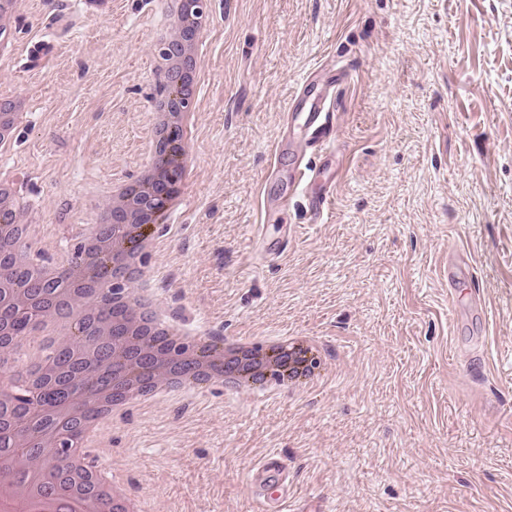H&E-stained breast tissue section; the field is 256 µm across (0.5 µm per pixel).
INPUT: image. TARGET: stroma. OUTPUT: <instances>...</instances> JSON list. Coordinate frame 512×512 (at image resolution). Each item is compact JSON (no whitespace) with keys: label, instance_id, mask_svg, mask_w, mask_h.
<instances>
[{"label":"stroma","instance_id":"1","mask_svg":"<svg viewBox=\"0 0 512 512\" xmlns=\"http://www.w3.org/2000/svg\"><path fill=\"white\" fill-rule=\"evenodd\" d=\"M195 166L144 272L216 337L306 334L317 386L175 394L109 426L103 454L153 512H263L246 481L288 465V512H512V0H210ZM158 0H30L0 86L31 107L0 151L40 214L43 256L95 224L146 162ZM336 94L347 157L323 221H259L300 79ZM287 238L274 259L260 237ZM471 283L448 310V256Z\"/></svg>","mask_w":512,"mask_h":512}]
</instances>
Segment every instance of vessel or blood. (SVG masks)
Instances as JSON below:
<instances>
[{
    "mask_svg": "<svg viewBox=\"0 0 512 512\" xmlns=\"http://www.w3.org/2000/svg\"><path fill=\"white\" fill-rule=\"evenodd\" d=\"M345 70H313L300 83L301 91L309 95L306 111H289L290 122L299 123L306 144L310 150L309 159H294L288 169L286 187L282 196L271 198L263 196L262 210H269L272 205H285L294 197L298 187L308 186L306 212L308 221L320 223L331 200V193L336 181V174L329 169L334 158L333 143L336 139V115L329 108L328 102L332 89L343 80ZM249 480L261 491L267 492L266 504L270 512H285L288 501V466L277 456H270L252 468Z\"/></svg>",
    "mask_w": 512,
    "mask_h": 512,
    "instance_id": "b4317fda",
    "label": "vessel or blood"
}]
</instances>
